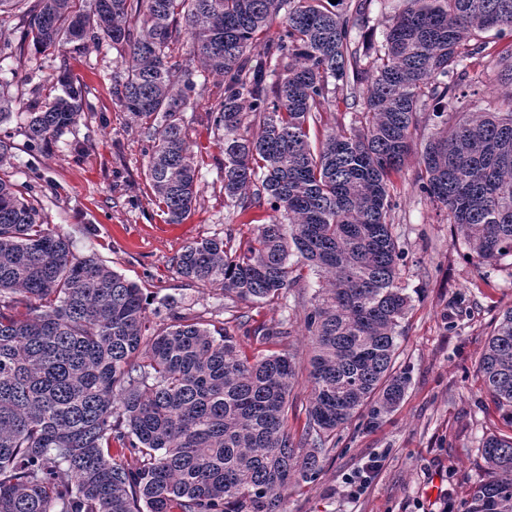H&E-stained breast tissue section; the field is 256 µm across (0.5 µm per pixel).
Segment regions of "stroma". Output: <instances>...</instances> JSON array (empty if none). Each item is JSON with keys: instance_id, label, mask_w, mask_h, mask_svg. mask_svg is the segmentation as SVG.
I'll use <instances>...</instances> for the list:
<instances>
[{"instance_id": "stroma-1", "label": "stroma", "mask_w": 512, "mask_h": 512, "mask_svg": "<svg viewBox=\"0 0 512 512\" xmlns=\"http://www.w3.org/2000/svg\"><path fill=\"white\" fill-rule=\"evenodd\" d=\"M360 5L368 22L355 30V40L362 48L378 47L401 0H344L350 10ZM22 31L17 16L0 27V39L16 46L11 57L0 59L10 93L21 101L34 95L51 101L62 93L56 76L63 71L86 95L77 124L43 149L30 148L23 114L0 125V139L12 145L11 181L41 183L32 203L73 253L96 256L142 288L149 329L177 312L225 326L247 356L292 353L299 375L288 427L301 434L312 352L302 318L289 317L280 300L225 311L222 290L188 281L175 269L186 245L228 232L243 243L273 216L268 205L243 213L224 199V152L207 115L220 93L218 80L208 79L205 92L181 114L199 161L198 195L189 216L171 224L155 205L147 177L145 131L157 121L132 118L112 95V75L126 66L125 47L76 42L41 52L22 42ZM416 177L412 157L391 177V219L405 252L400 282L412 297L395 363L410 378L406 394L379 424L355 419L338 430L316 478L289 488L284 512H438L444 502L460 507L485 476L477 451L482 437L508 430L483 393L476 367L498 313L512 307V261L485 271L453 238L446 211L420 192ZM240 313L253 325L286 323L288 334L258 340L237 325ZM371 457L381 458V469L360 497H347L344 480Z\"/></svg>"}]
</instances>
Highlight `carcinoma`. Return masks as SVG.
Instances as JSON below:
<instances>
[{
    "instance_id": "1",
    "label": "carcinoma",
    "mask_w": 512,
    "mask_h": 512,
    "mask_svg": "<svg viewBox=\"0 0 512 512\" xmlns=\"http://www.w3.org/2000/svg\"><path fill=\"white\" fill-rule=\"evenodd\" d=\"M32 2L35 48L109 42L128 49L112 95L133 117L156 115L148 178L170 224L196 201L198 165L181 112L201 95L168 65L181 32L204 71L222 78L208 114L224 145V197L244 213L265 201L288 223L196 241L177 273L234 303L284 299L308 266L322 278L303 322L311 390L300 437L288 432L298 371L289 352L249 359L227 329L181 315L147 334L142 289L46 224L4 172L0 139V512H280L288 487L321 470L327 444L355 417L372 426L403 400L400 284L390 176L413 151L427 102L437 131L418 185L479 263L512 257V49L498 80L510 91L459 103L462 81L490 68L480 34L512 33V0H402L380 48L360 50L368 22L330 0H0V19ZM279 23V30L257 43ZM33 97L26 136L41 148L74 125L83 90ZM360 106L323 130V112ZM16 100L0 82V125ZM260 132L248 135L253 125ZM478 373L512 427V307L495 320ZM134 463L112 459V444ZM478 452L491 470L463 512H512V434Z\"/></svg>"
}]
</instances>
